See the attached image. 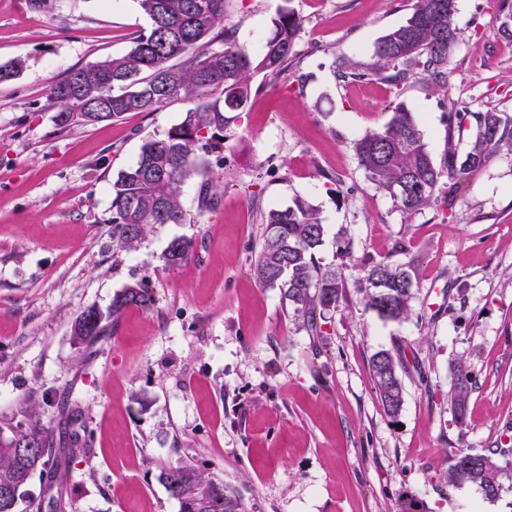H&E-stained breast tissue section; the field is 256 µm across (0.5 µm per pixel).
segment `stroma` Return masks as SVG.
Wrapping results in <instances>:
<instances>
[{
	"instance_id": "1",
	"label": "stroma",
	"mask_w": 512,
	"mask_h": 512,
	"mask_svg": "<svg viewBox=\"0 0 512 512\" xmlns=\"http://www.w3.org/2000/svg\"><path fill=\"white\" fill-rule=\"evenodd\" d=\"M414 0H231L241 42L259 49L281 8L303 23L293 75L263 85L224 132L220 207L199 213L182 188L186 220L155 226L136 249L112 253V184L140 147L191 104L59 131L50 83L75 66L125 53L149 26L136 0H0V63L24 59L0 84V423L36 411L56 435L62 476L27 492L53 512H179L160 467L192 458L246 512H512L472 485L449 486L455 452L490 449L512 462V153L495 156L449 203L411 216L360 168L352 145L383 126L391 105L414 112L434 159L448 105L512 113V41L499 25L512 0H457L459 38L448 89L375 79L345 83L338 62L369 63L373 45ZM308 199L325 226L316 252L346 281L347 298L307 331L279 290L252 274L257 208ZM351 237L354 261L338 253ZM190 240L191 257L163 253ZM401 265L413 277L412 314L397 323L369 310L355 283L360 261ZM149 279L151 310L129 308L92 349L70 328L84 308L107 309L126 284ZM401 363L403 405L389 417L370 358ZM473 374L464 419L451 407L450 367ZM193 251L190 241L176 238L170 241L164 253V259L170 266H178L187 261Z\"/></svg>"
}]
</instances>
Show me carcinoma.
<instances>
[{
	"label": "carcinoma",
	"mask_w": 512,
	"mask_h": 512,
	"mask_svg": "<svg viewBox=\"0 0 512 512\" xmlns=\"http://www.w3.org/2000/svg\"><path fill=\"white\" fill-rule=\"evenodd\" d=\"M230 0H137L150 27L133 38L122 55L70 69L48 90L49 105L56 108V126L66 130L75 123L95 125L128 112L153 114L180 100H195L179 123L141 146L136 164L121 172L112 184V249L128 252L157 224H181L185 212L182 186L196 181L201 212L216 209L223 182L210 168L209 156L224 149V129L243 112L252 96V81L277 82L297 57L302 21L288 8L272 17L263 49L251 52L237 37L228 18ZM456 0H416L404 22L389 29L374 44L372 62L348 63L338 72L343 82L374 77L394 85L410 80L426 88L448 83L452 50L457 42ZM25 68L18 58L0 65V84L15 80ZM220 92L217 98L212 92ZM469 123L471 135L464 154L458 143ZM443 160L436 162L414 113L403 102L391 106V116L380 129L366 132L354 142V151L369 179L385 191L405 215H413L438 200L445 185L452 188L472 178L503 150L512 152V115L506 112H462L449 109L446 116ZM210 137L201 135V131ZM262 242L253 274L264 288H276L288 301L296 319L310 331L317 329L316 311L336 306L346 297L347 284L336 270L318 264L316 251L325 228L318 210L297 196L284 207L258 210ZM193 244L170 241L164 259L170 266L187 261ZM413 278L402 266L374 262L362 268L357 290L366 307L378 317L402 322L411 313ZM154 296L146 280L126 285L112 298L108 313L91 306L73 320V344L89 348L105 336L109 321H117L129 307L149 310ZM372 378L384 411L396 416L403 404V385L397 358L389 350L375 352L370 360ZM452 406L463 419L472 372L459 361L450 368ZM0 428V489L15 496L0 498V512H18L25 489L33 478L42 450L52 447L49 428L36 413ZM29 453L26 460L19 449ZM460 450L453 456L448 484H471L488 499L505 491L512 468L501 464L497 452L477 453L476 468L458 467ZM160 483L179 506V512H243L240 500L224 489V482L201 470L193 461L179 460L160 470Z\"/></svg>",
	"instance_id": "cac0c4a2"
}]
</instances>
